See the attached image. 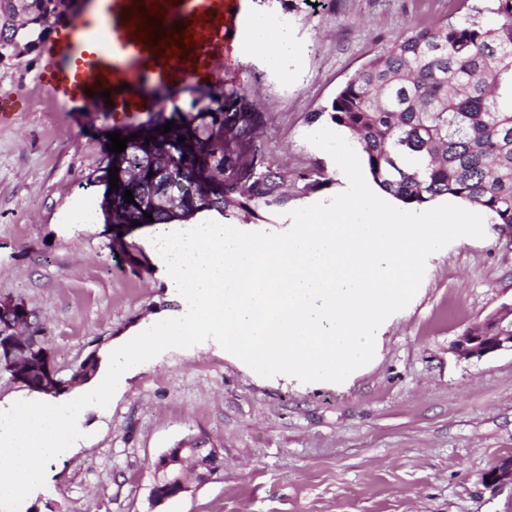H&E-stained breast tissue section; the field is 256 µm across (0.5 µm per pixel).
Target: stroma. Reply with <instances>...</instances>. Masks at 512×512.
<instances>
[{"instance_id":"35a3bbf8","label":"stroma","mask_w":512,"mask_h":512,"mask_svg":"<svg viewBox=\"0 0 512 512\" xmlns=\"http://www.w3.org/2000/svg\"><path fill=\"white\" fill-rule=\"evenodd\" d=\"M492 0H251L287 20L286 71L236 52L225 107L258 113L252 143L218 131L239 176L288 171L289 197L258 230L290 229L288 209L340 194L341 171L305 139L349 77L409 26L493 19ZM44 49L0 63V96L20 113L0 127V300L36 312L62 378L155 313H179L143 241L145 224L64 225L70 206L101 207L110 113L59 107L34 75ZM481 239L433 253L418 293L377 330L373 359L340 384L264 378L205 341L169 349L89 407L70 453L19 512H512V489L484 474L512 459V353L464 361L455 337L512 302V232L485 222ZM217 448L208 482L153 505V463L171 448Z\"/></svg>"}]
</instances>
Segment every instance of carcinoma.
Masks as SVG:
<instances>
[{
    "label": "carcinoma",
    "instance_id": "obj_1",
    "mask_svg": "<svg viewBox=\"0 0 512 512\" xmlns=\"http://www.w3.org/2000/svg\"><path fill=\"white\" fill-rule=\"evenodd\" d=\"M63 0H12L0 3V60L19 48L34 50L60 16ZM492 25L472 21L437 27L411 26L382 53L357 70L327 109L330 122L350 132L361 150L372 182L402 204L420 209L439 199L477 205L494 223L512 230V0H495ZM204 103L195 115L173 109L151 116L162 127L175 115L180 121L166 133L173 148L171 171L157 182L147 179L131 187L138 199L155 201L154 223L176 219L165 208V193L180 198V216L216 210L249 223L266 221L288 205V171H253L226 177L236 159L224 151L210 126L229 124L238 136L252 139L251 112L224 111V95L212 91L193 100ZM202 119L196 123V119ZM211 119V124L204 119ZM191 144L178 148L179 137ZM128 164L147 168L150 155L132 144ZM216 183L214 199L203 204L191 188L198 179ZM99 365L92 352L70 380L92 378ZM223 467V458L198 466L204 480Z\"/></svg>",
    "mask_w": 512,
    "mask_h": 512
}]
</instances>
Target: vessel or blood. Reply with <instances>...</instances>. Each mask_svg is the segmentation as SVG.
Returning a JSON list of instances; mask_svg holds the SVG:
<instances>
[{"label": "vessel or blood", "mask_w": 512, "mask_h": 512, "mask_svg": "<svg viewBox=\"0 0 512 512\" xmlns=\"http://www.w3.org/2000/svg\"><path fill=\"white\" fill-rule=\"evenodd\" d=\"M249 0H161L159 16L148 17L138 0H87L76 23L58 31L48 53L49 72L37 85L66 105L109 108L127 124L158 106L157 92L177 95L224 83V59L243 41ZM152 29L139 40L134 21ZM189 33L192 48L163 55L168 34Z\"/></svg>", "instance_id": "b4317fda"}]
</instances>
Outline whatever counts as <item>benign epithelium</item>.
I'll use <instances>...</instances> for the list:
<instances>
[{
	"instance_id": "benign-epithelium-1",
	"label": "benign epithelium",
	"mask_w": 512,
	"mask_h": 512,
	"mask_svg": "<svg viewBox=\"0 0 512 512\" xmlns=\"http://www.w3.org/2000/svg\"><path fill=\"white\" fill-rule=\"evenodd\" d=\"M146 149L152 160V167L169 168L171 151L167 141L158 137H150L143 132L135 139ZM112 165L119 168V193L125 194L128 178L144 177L147 170L134 171L125 167L123 154L116 153L112 157ZM451 352L460 360H482L499 352H512V303L504 304L490 312L483 321L465 328L453 340ZM34 364L38 368V378L32 382L30 389L39 392H53L70 386V383L59 377L53 360L52 351L38 342L37 337L25 338L13 336L9 332L0 334V368L13 374V379L19 383L27 378V366ZM218 453L216 448H179L173 454H164L163 464L158 466L160 471L176 473L173 482L178 485L175 495L190 490L184 472L178 466L185 463L184 455L194 459H202L206 455ZM486 476L493 484L512 486V460L502 461L492 467Z\"/></svg>"
}]
</instances>
